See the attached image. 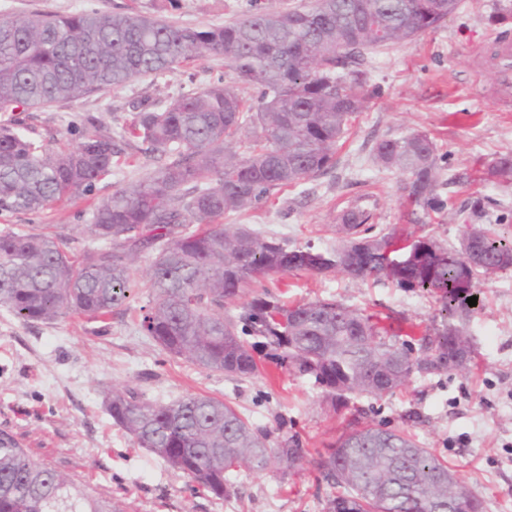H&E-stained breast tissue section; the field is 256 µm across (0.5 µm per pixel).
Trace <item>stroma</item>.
Instances as JSON below:
<instances>
[{"label": "stroma", "instance_id": "1", "mask_svg": "<svg viewBox=\"0 0 512 512\" xmlns=\"http://www.w3.org/2000/svg\"><path fill=\"white\" fill-rule=\"evenodd\" d=\"M242 0H0V20L31 12L70 14L135 8L180 26H207L238 18ZM494 0H460L458 10L415 42L367 52L368 85L384 94L360 113L327 175L274 194L229 224H250L290 244L335 247L343 238L340 217L350 208L368 212L377 228L402 236L432 234L445 247L459 244L461 206L482 200L503 231H512V182L486 170L512 152V101L488 96L494 79V46L512 41V16L501 20ZM231 80L223 56L205 53L160 77L136 78L118 88L27 112H0L29 136L51 146L76 145L94 125L116 128L132 99L147 96L166 105L180 93ZM424 131L448 156L437 177L449 200L431 224L413 221L401 195L405 176L375 164L371 148L382 138ZM94 197L45 209L37 215L0 216V231L44 232L46 226L77 236L75 251L93 242L78 227ZM268 291L287 304L333 298L345 305L382 311L431 329L438 305L430 294L362 281L341 273L275 274ZM476 311L466 326L476 354L466 373H414L380 399L353 396L330 406L314 378L265 363L242 381L168 354L139 327L148 297L134 290L127 311L109 323L62 318L27 323L0 306V430L13 434L31 458L106 492L124 512H325L327 488L317 487L310 458L286 470H240L233 494L218 499L191 488L187 478L140 448L107 411L111 390L133 389L154 402L188 395L227 400L281 447L297 436L312 453L334 445L348 424H374L410 432L448 462L482 499L485 512H512V268L479 278Z\"/></svg>", "mask_w": 512, "mask_h": 512}]
</instances>
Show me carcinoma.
I'll use <instances>...</instances> for the list:
<instances>
[{
	"instance_id": "carcinoma-1",
	"label": "carcinoma",
	"mask_w": 512,
	"mask_h": 512,
	"mask_svg": "<svg viewBox=\"0 0 512 512\" xmlns=\"http://www.w3.org/2000/svg\"><path fill=\"white\" fill-rule=\"evenodd\" d=\"M459 0H302L283 10L245 0L241 18L186 27L138 13H31L0 21V112H26L79 99L141 76L163 75L202 53L224 57L233 85L218 81L157 108L129 105L115 131L99 127L72 148L54 150L18 123L0 125V214H36L53 203L92 195L112 174L126 145L143 144L155 165L138 183L99 197L84 232L99 243L77 255L71 238L53 231L0 232V305L23 322L79 317L105 323L128 303L130 256L157 255L144 287L151 299L142 331L167 353L241 379L260 374L256 355L314 378L334 403L352 394L381 398L412 377L391 374L396 358L418 371L458 373L472 349L461 325L472 312L480 272L512 267V234L483 227L484 204L467 212L470 244L458 250L431 236L399 239L374 230L363 210L341 222L352 236L330 250L264 236L224 215L260 207L275 192L336 167L348 124L368 107L366 50L408 44L440 27ZM380 166L407 175L399 186L414 221L441 215L447 201L437 170L443 156L423 131L376 141ZM487 174L512 180V155ZM341 271L385 279L433 295L445 320L435 339L416 325L333 299L287 305L269 294L271 275ZM260 288L233 313L226 306ZM468 357L453 358L459 346ZM113 422L139 447L218 499L246 468H292L308 449L292 436L273 448L269 433L229 402L185 396L165 403L117 390L107 404ZM329 488L326 512H448L460 494L483 501L411 435L375 425L343 434L316 464ZM0 512H124L112 497L34 462L14 436L0 431Z\"/></svg>"
}]
</instances>
